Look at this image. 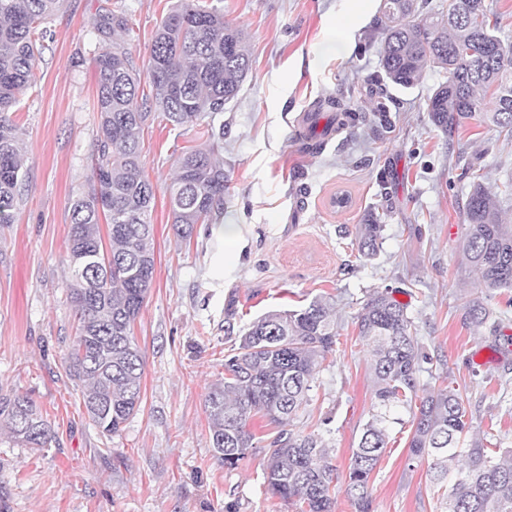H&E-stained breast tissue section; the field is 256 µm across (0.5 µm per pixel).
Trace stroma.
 I'll use <instances>...</instances> for the list:
<instances>
[{
    "label": "stroma",
    "instance_id": "1",
    "mask_svg": "<svg viewBox=\"0 0 512 512\" xmlns=\"http://www.w3.org/2000/svg\"><path fill=\"white\" fill-rule=\"evenodd\" d=\"M103 0H65L52 17L31 86L10 114L26 145L27 171L15 220L0 229V388L33 397L48 414L50 447H14L0 438V512H296L263 478V448L276 430L256 416V446L227 469L209 443L204 398L224 377L225 324L241 331L263 313L329 297L336 350L323 362L297 430L322 435L346 475L365 423L375 412L368 349L355 316L374 290L395 289L407 304L418 344L430 359L419 375L456 388L477 434L512 448V290L481 295L464 254L459 174L481 153L484 183L512 180V143L467 121L446 139L426 99L445 81L431 71L412 90L388 88L392 128L371 122L379 69L369 44L380 0H212L242 28L252 60L237 98L213 121L224 131L231 173L224 213L198 225L191 241L172 227L168 187L183 148L200 129L157 120L142 138L154 185L156 264L135 322L145 373L138 411L119 435L88 419L81 385L65 370L77 319L67 299L70 202L91 169L99 131L93 107L98 47L91 23ZM124 14V37L145 63L156 28L178 0H110ZM351 20L350 46L325 53L338 22ZM343 101L354 122L316 153L293 134L319 101ZM385 208L383 243L358 257L355 227ZM240 230L225 243L218 225ZM481 297L489 324L465 318ZM410 424L393 426L369 487L374 512H440L426 462L409 463Z\"/></svg>",
    "mask_w": 512,
    "mask_h": 512
}]
</instances>
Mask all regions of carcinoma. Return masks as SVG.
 Wrapping results in <instances>:
<instances>
[{
    "mask_svg": "<svg viewBox=\"0 0 512 512\" xmlns=\"http://www.w3.org/2000/svg\"><path fill=\"white\" fill-rule=\"evenodd\" d=\"M63 0H0V226L14 222L26 178L24 142L8 112L30 86L40 54L37 41ZM426 0H381L380 72L377 81L402 90L417 87L431 70L443 72L427 98L432 125L452 137L469 119L512 140V42L498 36L489 0H448V8L423 11ZM97 43L112 50L95 56L99 134L92 153L89 189L75 195L67 243L68 299L77 335L63 363L81 382L87 416L105 436L121 432L139 409L145 363L133 336L136 318L152 286L155 237L151 213L155 190L140 150V136L154 111L175 128L210 127L224 112L250 70L244 32L224 21L214 4L182 0L158 26L146 70L152 95L139 93L140 73L122 36L128 19L104 5L92 23ZM385 102L374 105L375 132L391 128ZM224 133L183 150L169 186L172 224L192 238L224 208L231 182L224 169ZM481 168L466 164L470 180L463 207L464 256L488 292L512 289V224L501 218L498 194L480 181ZM106 233H101V223ZM380 216L357 225L359 255L377 254ZM329 301L315 297L288 311H269L232 338L224 381L205 395L211 448L227 469L237 468L255 435L250 420L261 415L278 428L264 449V480L270 493L301 512H334L343 491L356 512H373L369 481L388 443L389 412L409 410L408 459L427 461L433 481L447 486L445 512H512V448H488L471 435L460 393L449 385L420 384L427 360L413 336L407 305L393 291L376 290L356 316L358 336L371 348L374 407L339 481L322 436L293 428L309 402L314 375L335 351L336 320ZM491 311L480 302L466 318L481 325ZM25 448H46L54 432L28 396L0 389V434Z\"/></svg>",
    "mask_w": 512,
    "mask_h": 512,
    "instance_id": "1",
    "label": "carcinoma"
}]
</instances>
